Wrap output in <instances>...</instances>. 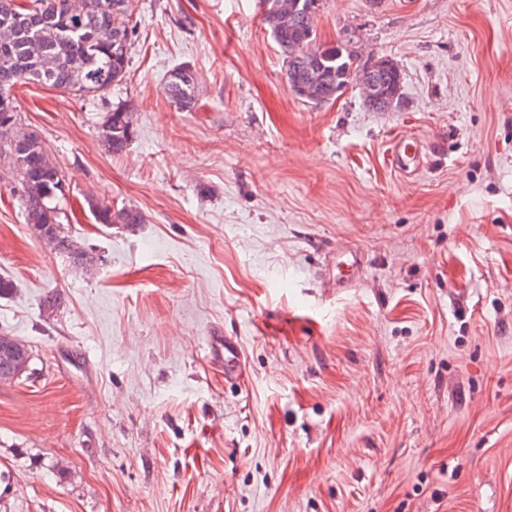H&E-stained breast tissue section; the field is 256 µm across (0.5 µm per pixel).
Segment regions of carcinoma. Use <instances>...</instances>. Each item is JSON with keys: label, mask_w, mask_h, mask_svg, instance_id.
Returning <instances> with one entry per match:
<instances>
[{"label": "carcinoma", "mask_w": 512, "mask_h": 512, "mask_svg": "<svg viewBox=\"0 0 512 512\" xmlns=\"http://www.w3.org/2000/svg\"><path fill=\"white\" fill-rule=\"evenodd\" d=\"M134 0H0V90L12 92L18 84L42 83L79 97H95L121 82L129 63L130 23ZM263 20L288 61V86L308 87L318 99H336L348 72L361 73L360 55L341 42H316L315 23L321 0H267ZM369 79L383 95L402 83L394 65L370 72ZM195 73L178 66L166 77L169 99L181 109L196 102ZM99 137L112 154H121L134 138L132 112L118 106L98 127ZM0 161L7 164L13 181L27 183L18 197L25 224L40 240L54 245L71 262L89 269L96 257L76 245L64 231L55 201L65 195L62 170L41 137L22 126L15 103L0 107ZM89 209L98 224L133 228L145 221L135 207L114 209L91 201ZM0 380L22 375L28 368V347L12 336L0 334Z\"/></svg>", "instance_id": "obj_1"}]
</instances>
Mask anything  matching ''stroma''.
<instances>
[{
  "mask_svg": "<svg viewBox=\"0 0 512 512\" xmlns=\"http://www.w3.org/2000/svg\"><path fill=\"white\" fill-rule=\"evenodd\" d=\"M133 22L104 96L12 92L98 263L32 236L0 179V333L31 352L0 381V512H512V0H322L319 42L402 68L389 112L293 95L259 0ZM181 64L189 111L164 91ZM404 134L412 178L387 161ZM91 198L146 222L97 224ZM219 332L241 385L205 356ZM99 137L112 154H121L134 138L132 112L127 106H118L107 112L98 127ZM391 167L401 176L413 177L422 166V144L412 135L395 139L389 155ZM210 361L224 367V381L237 385L243 375L241 344L235 336H210L208 340Z\"/></svg>",
  "mask_w": 512,
  "mask_h": 512,
  "instance_id": "stroma-1",
  "label": "stroma"
}]
</instances>
